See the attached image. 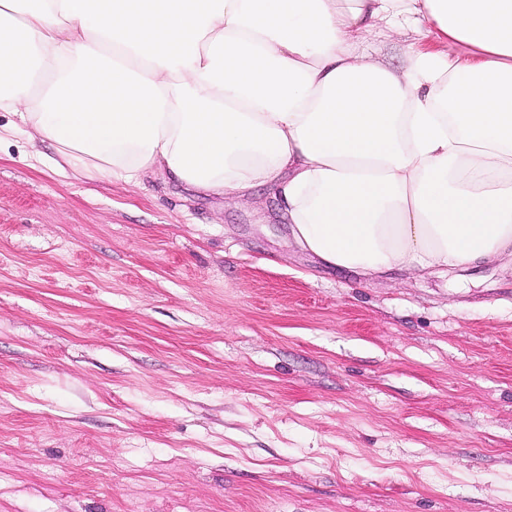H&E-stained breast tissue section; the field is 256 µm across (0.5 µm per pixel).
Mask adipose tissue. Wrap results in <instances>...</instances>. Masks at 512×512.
I'll return each instance as SVG.
<instances>
[{"label": "adipose tissue", "mask_w": 512, "mask_h": 512, "mask_svg": "<svg viewBox=\"0 0 512 512\" xmlns=\"http://www.w3.org/2000/svg\"><path fill=\"white\" fill-rule=\"evenodd\" d=\"M0 112L64 177L267 186L335 268L512 258V0H0Z\"/></svg>", "instance_id": "ef3b65f1"}]
</instances>
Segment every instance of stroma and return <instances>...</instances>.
Returning a JSON list of instances; mask_svg holds the SVG:
<instances>
[{"label":"stroma","mask_w":512,"mask_h":512,"mask_svg":"<svg viewBox=\"0 0 512 512\" xmlns=\"http://www.w3.org/2000/svg\"><path fill=\"white\" fill-rule=\"evenodd\" d=\"M0 142V512H512V262L323 266Z\"/></svg>","instance_id":"stroma-1"}]
</instances>
